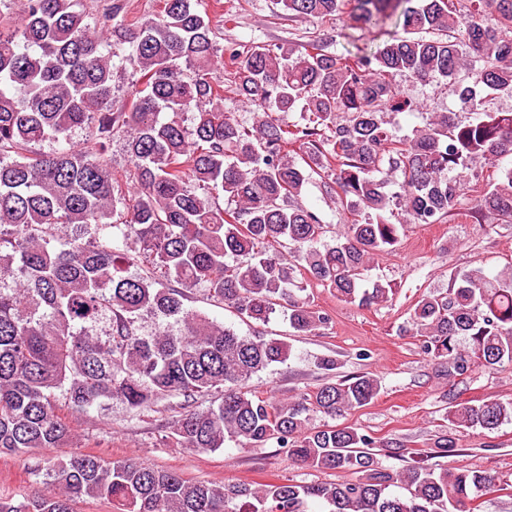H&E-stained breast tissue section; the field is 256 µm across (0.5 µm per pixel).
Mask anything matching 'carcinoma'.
Here are the masks:
<instances>
[{"label": "carcinoma", "mask_w": 512, "mask_h": 512, "mask_svg": "<svg viewBox=\"0 0 512 512\" xmlns=\"http://www.w3.org/2000/svg\"><path fill=\"white\" fill-rule=\"evenodd\" d=\"M13 2L0 0V453L61 447L70 437L61 399L82 413L165 402L177 408L169 439L179 448L274 439L293 464L354 479L222 487L74 451L36 461L44 488L20 502L0 497V512H74L79 498L116 512H306L310 500L326 512H475L497 487L490 472L423 461L394 470L377 459L375 437L311 423L370 404L376 377L345 376L289 402L257 396L246 382L286 361L289 346L188 310L183 289L205 287L250 323L279 309L306 336L330 323L301 296L312 283L361 308L392 300L393 285L369 284L367 272L404 225L463 211L512 224V112H487L482 97L512 96V0H280L296 18L344 15L376 41L348 55L310 31L301 43L222 48L194 0H160L157 14L133 23L113 0L98 29L75 0H20L17 14ZM115 57L142 81L124 111L114 110ZM219 61L235 98L257 112L250 127L224 111ZM398 76L452 82L471 120L431 112L413 137L396 135L387 111L423 110ZM296 111L300 120H289ZM78 128L90 133L81 147L70 141ZM118 136L130 192L108 157ZM45 140L59 148L32 150ZM316 177L343 216L332 245L301 200ZM220 194L226 209L213 206ZM73 226L104 238L83 242L67 234ZM134 259L149 274L127 275ZM145 314L167 329L139 333ZM399 334L423 338L453 382L512 363V264L492 277L450 273L446 290L413 304ZM212 391L218 404L193 407ZM508 420L512 402H448L457 428ZM455 448L442 433L430 453Z\"/></svg>", "instance_id": "1"}]
</instances>
